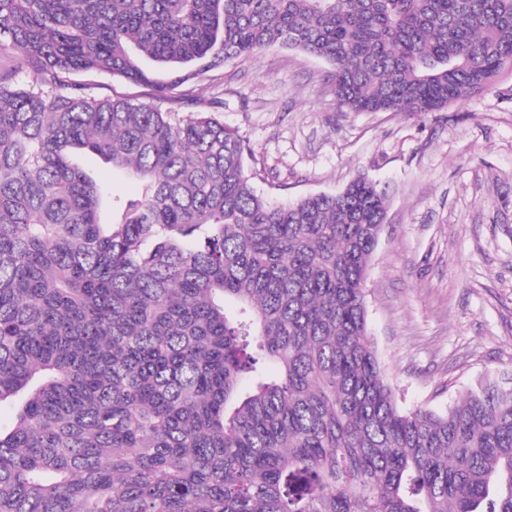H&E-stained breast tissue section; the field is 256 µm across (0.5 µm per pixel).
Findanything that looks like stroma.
Wrapping results in <instances>:
<instances>
[{
    "instance_id": "obj_1",
    "label": "stroma",
    "mask_w": 512,
    "mask_h": 512,
    "mask_svg": "<svg viewBox=\"0 0 512 512\" xmlns=\"http://www.w3.org/2000/svg\"><path fill=\"white\" fill-rule=\"evenodd\" d=\"M328 64L279 46L191 81L195 109L224 103L258 193L280 201L386 185L387 219L365 288L378 354L403 407H447L512 370V69L435 112L337 109ZM97 97L150 88L76 73Z\"/></svg>"
}]
</instances>
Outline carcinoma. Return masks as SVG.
Returning <instances> with one entry per match:
<instances>
[{
    "label": "carcinoma",
    "mask_w": 512,
    "mask_h": 512,
    "mask_svg": "<svg viewBox=\"0 0 512 512\" xmlns=\"http://www.w3.org/2000/svg\"><path fill=\"white\" fill-rule=\"evenodd\" d=\"M5 41L0 512H512V378L404 410L377 353L386 188L271 203L216 111L70 81L166 95L279 45L341 109L433 112L512 66V0H0ZM0 69H11L16 72L18 82L24 83L32 80L21 55L10 47L0 49Z\"/></svg>",
    "instance_id": "cac0c4a2"
}]
</instances>
